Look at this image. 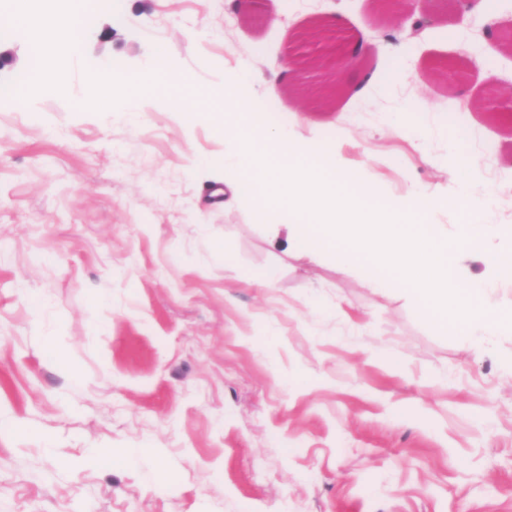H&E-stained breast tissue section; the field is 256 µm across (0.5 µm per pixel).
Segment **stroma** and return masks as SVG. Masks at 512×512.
Returning <instances> with one entry per match:
<instances>
[{"instance_id":"obj_1","label":"stroma","mask_w":512,"mask_h":512,"mask_svg":"<svg viewBox=\"0 0 512 512\" xmlns=\"http://www.w3.org/2000/svg\"><path fill=\"white\" fill-rule=\"evenodd\" d=\"M225 2L97 11L60 59L72 95L35 89L21 110L0 96V512H512V335L465 345L399 292L288 254L268 214L216 196L221 172L187 175L224 140L168 98L144 99L135 124L76 106L87 71L136 70L158 48L218 97L225 70L291 59L268 121L339 141L395 196L459 194L464 147L487 219L512 225V115L487 106L512 90V0H447L417 32L375 0ZM329 15L368 42L334 100L302 59ZM28 63L27 36L0 31V89ZM445 123L451 137H422ZM52 339L68 367L45 355ZM132 447L134 465L90 460Z\"/></svg>"}]
</instances>
